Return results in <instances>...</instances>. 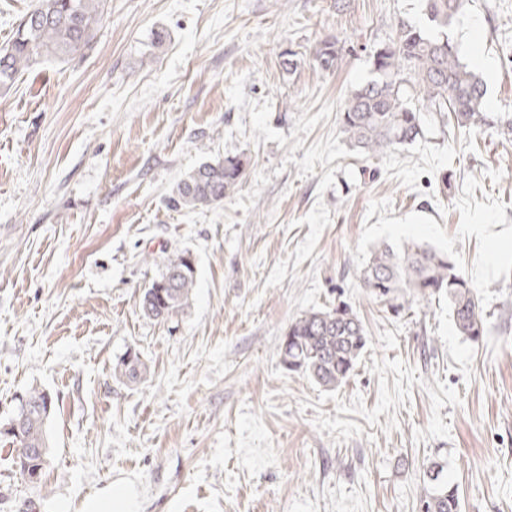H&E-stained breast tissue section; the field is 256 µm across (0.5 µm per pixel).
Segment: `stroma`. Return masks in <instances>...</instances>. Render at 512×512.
I'll return each mask as SVG.
<instances>
[{"label":"stroma","instance_id":"obj_1","mask_svg":"<svg viewBox=\"0 0 512 512\" xmlns=\"http://www.w3.org/2000/svg\"><path fill=\"white\" fill-rule=\"evenodd\" d=\"M402 21L423 23L420 0H105L91 48L0 90V427L29 387L56 402L42 485L0 438V512H79L119 477L141 512H418L435 465L461 512H512V0H469L449 32L468 64L479 28L486 125L430 112L416 142L369 157L340 110ZM333 38L347 52L328 73L311 52ZM227 156L249 161L233 195L170 206ZM383 241L459 260L479 342L447 300L397 316L364 288ZM185 249L188 306L143 316L162 254ZM341 302L368 340L328 390L278 343ZM132 349L151 369L137 385L113 375Z\"/></svg>","mask_w":512,"mask_h":512}]
</instances>
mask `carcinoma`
I'll return each instance as SVG.
<instances>
[{
  "instance_id": "carcinoma-1",
  "label": "carcinoma",
  "mask_w": 512,
  "mask_h": 512,
  "mask_svg": "<svg viewBox=\"0 0 512 512\" xmlns=\"http://www.w3.org/2000/svg\"><path fill=\"white\" fill-rule=\"evenodd\" d=\"M427 25H399L394 37L372 55L374 79L356 88L340 111L343 133L364 154L384 153L414 142L423 134L425 113L445 112L459 127L485 122V88L459 59L448 30L468 0H422ZM103 0H38L21 21L16 35L0 47V89L46 60H66L87 49L103 16ZM345 42L336 38L316 44L312 58L330 71L344 58ZM247 160L226 157L192 169L176 184L173 208L219 204L238 188ZM363 286L375 296L403 304H430L448 299L456 332L477 342L485 334L480 298L455 258L420 243L397 247L381 243L371 249L361 271ZM195 260L188 250L169 255L157 279L138 298L140 312L164 319L187 305L195 288ZM367 343L363 322L349 306L306 312L294 319L279 340L281 363L317 384L334 389L345 382ZM114 375L137 383L150 374L140 354L130 351L113 368ZM27 411L20 436H12L14 464L21 474L45 469L50 440L48 423L55 409L50 392L25 390ZM430 468L423 487L421 512H461L458 487Z\"/></svg>"
}]
</instances>
